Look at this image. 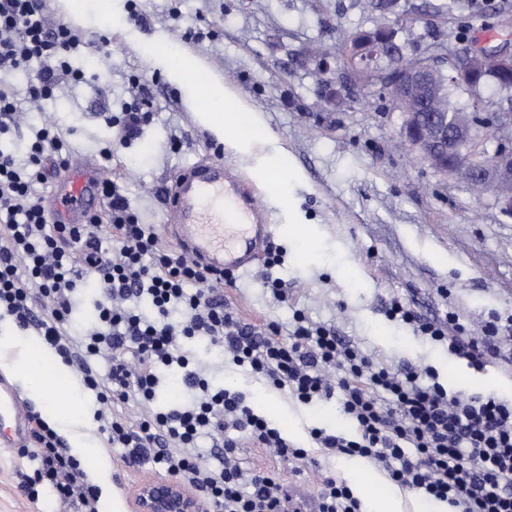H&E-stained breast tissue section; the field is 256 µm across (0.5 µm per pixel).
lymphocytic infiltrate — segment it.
Returning <instances> with one entry per match:
<instances>
[{"label":"lymphocytic infiltrate","mask_w":512,"mask_h":512,"mask_svg":"<svg viewBox=\"0 0 512 512\" xmlns=\"http://www.w3.org/2000/svg\"><path fill=\"white\" fill-rule=\"evenodd\" d=\"M86 47L80 33L49 20L46 0H0V135L15 127L20 110L4 73L38 62L29 93L43 97L59 78L82 80L68 56ZM63 148L44 127L29 145L25 165L0 153V310L21 329L35 328L110 403L96 420L111 447L123 449L125 464L157 465L199 492L211 512H302V502L287 497L266 473L240 466L234 458L238 443L227 432L245 433L253 445L286 461L306 460L307 450L288 443L238 394L211 388L183 346L197 339L228 351L238 366L289 389L301 403L338 397L355 434L313 430L319 447L370 459L393 482L459 512H512L511 401L449 394L440 384H424L414 368L392 369L327 328L297 325L288 344L276 328L256 333L225 309L223 275L183 252L158 250L155 232L140 224L112 180L100 183L102 211L82 224L52 223L33 186L44 180L48 160L65 162ZM90 273L101 288L98 320L74 337L67 326L76 286ZM143 299L151 316L129 307ZM390 311L447 342L450 352L473 366L512 364V343L502 337L474 340L462 324L423 321L399 302ZM101 355L111 362L105 377L95 368ZM174 366L181 368L192 400L179 410L153 411L163 372ZM119 404L140 409L137 427L115 413ZM204 434L219 439L221 467L200 468L195 442ZM36 438L32 455L40 467L24 492L36 496L38 485L46 484L62 502L76 500L82 512H97L96 491L85 483L80 461L49 427Z\"/></svg>","instance_id":"lymphocytic-infiltrate-1"}]
</instances>
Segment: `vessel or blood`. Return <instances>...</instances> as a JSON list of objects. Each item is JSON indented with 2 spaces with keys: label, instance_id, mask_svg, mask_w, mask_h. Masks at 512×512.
<instances>
[{
  "label": "vessel or blood",
  "instance_id": "1",
  "mask_svg": "<svg viewBox=\"0 0 512 512\" xmlns=\"http://www.w3.org/2000/svg\"><path fill=\"white\" fill-rule=\"evenodd\" d=\"M99 178L91 165L69 169L61 186L72 196L56 203L53 218L61 224H80L97 209ZM170 219L181 231L180 250L215 271L240 269L255 261L268 237L265 211L254 187L234 168L215 160L197 164L180 175L168 199ZM12 431L0 439L2 448L21 447L26 416L12 386L0 379V423Z\"/></svg>",
  "mask_w": 512,
  "mask_h": 512
}]
</instances>
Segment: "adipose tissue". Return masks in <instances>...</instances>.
<instances>
[{
    "label": "adipose tissue",
    "instance_id": "obj_1",
    "mask_svg": "<svg viewBox=\"0 0 512 512\" xmlns=\"http://www.w3.org/2000/svg\"><path fill=\"white\" fill-rule=\"evenodd\" d=\"M163 59L177 79L198 86L202 105L197 117L204 127L237 146L270 138L268 128L224 91L219 81L204 77L197 67L185 66L181 57L167 53ZM0 370L21 381L28 399L65 434L74 456L82 459L92 454L94 415L77 402L79 380L69 365L53 351L16 334L7 323L0 327Z\"/></svg>",
    "mask_w": 512,
    "mask_h": 512
}]
</instances>
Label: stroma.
Returning a JSON list of instances; mask_svg holds the SVG:
<instances>
[{
    "mask_svg": "<svg viewBox=\"0 0 512 512\" xmlns=\"http://www.w3.org/2000/svg\"><path fill=\"white\" fill-rule=\"evenodd\" d=\"M440 0H401L407 14L431 23H400L397 38L407 52L434 42L449 49L475 40L500 43L505 19L499 5L512 0H462L459 10L439 13ZM376 13L363 0H112L103 8L87 0L72 27L89 47L71 59L85 78L58 88L23 115L18 128L0 136V151L27 157L33 134L53 125L73 163L89 161L114 180L142 223L154 225L158 244L177 246L166 222L169 190L177 174L198 161L221 159L238 166L254 185L269 164L293 171L278 194L262 191L271 235V261L233 272L224 304L257 331L276 324L291 336L296 316L332 329L386 365L432 369L449 392L512 400V370L490 363L475 369L447 344L414 332L389 315L401 302L421 319L459 317L472 338L490 320L512 319V215L492 193L443 177L411 154L401 133L403 116L384 91L351 80L340 56L345 35L374 27ZM324 46L333 64L321 73L311 46ZM167 48L201 63L272 133L270 141L239 151L220 141L196 118L195 91L178 82L158 58ZM146 101L151 117L138 139L116 135L126 104ZM111 159H103L104 149ZM312 228L316 253L302 258L289 227ZM281 296H274L273 283ZM194 364L217 387L239 394L244 405L269 401L268 422L305 463L284 461L237 434L243 468L265 471L314 504L322 479L350 480V456L317 447L312 430L352 437V422L337 399L300 403L288 389L249 375L232 358L218 362L190 345ZM333 421L321 420L324 409ZM85 471L102 469L120 493L122 512H134L131 490L153 464L126 467L122 451L102 433ZM35 461L17 448L0 447V512H78L50 491L29 500L19 484L33 476Z\"/></svg>",
    "mask_w": 512,
    "mask_h": 512,
    "instance_id": "35a3bbf8",
    "label": "stroma"
}]
</instances>
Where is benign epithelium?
I'll list each match as a JSON object with an SVG mask.
<instances>
[{"instance_id":"7a95c632","label":"benign epithelium","mask_w":512,"mask_h":512,"mask_svg":"<svg viewBox=\"0 0 512 512\" xmlns=\"http://www.w3.org/2000/svg\"><path fill=\"white\" fill-rule=\"evenodd\" d=\"M404 53L393 44L392 27L352 31L344 55L354 76L366 88L381 87L403 115V136L415 155L442 176L467 179L497 196L502 210L512 215V112H421L418 104L436 91V78L466 83L480 74L487 62L500 71H512V40L488 49L472 43L453 56L442 43L430 45L411 66L397 64L389 70L375 66L377 59ZM492 123L502 134L488 156L473 149L479 128ZM135 512H207L204 500L189 494L180 482L168 477H149L134 490Z\"/></svg>"}]
</instances>
